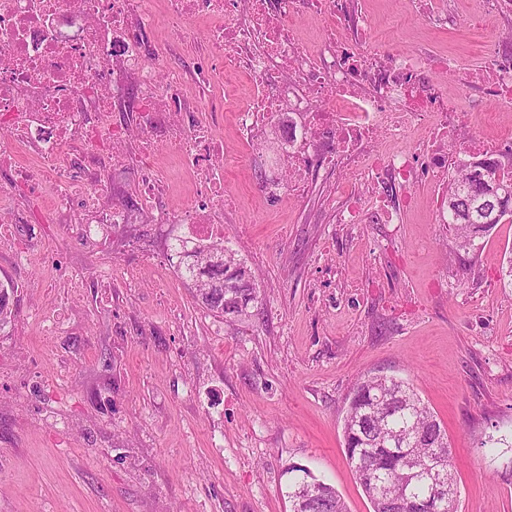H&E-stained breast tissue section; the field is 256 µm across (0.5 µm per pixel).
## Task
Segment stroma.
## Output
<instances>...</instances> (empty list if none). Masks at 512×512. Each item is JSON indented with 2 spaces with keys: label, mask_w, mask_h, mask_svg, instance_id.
<instances>
[{
  "label": "stroma",
  "mask_w": 512,
  "mask_h": 512,
  "mask_svg": "<svg viewBox=\"0 0 512 512\" xmlns=\"http://www.w3.org/2000/svg\"><path fill=\"white\" fill-rule=\"evenodd\" d=\"M380 45L481 65L512 15L478 27L474 0H441L434 15L410 0H364ZM225 113L224 190L216 223L258 288L248 316L203 308L166 261L174 225L134 210L98 227L95 259L79 227L55 224L49 201L21 192L8 210L36 262L0 246V281L15 314L0 330V512H290L287 470L335 486L350 512H372L349 466L343 418L367 375L409 382L448 432L458 512H512V288L501 281L512 223L470 252L432 221L433 187L390 189L401 224H340L344 193L362 181L322 182L295 200L264 186L282 175L287 115L242 144ZM164 205L196 193L166 146ZM70 273L95 264L101 287L49 285L41 257ZM67 311L64 333L40 321Z\"/></svg>",
  "instance_id": "35a3bbf8"
}]
</instances>
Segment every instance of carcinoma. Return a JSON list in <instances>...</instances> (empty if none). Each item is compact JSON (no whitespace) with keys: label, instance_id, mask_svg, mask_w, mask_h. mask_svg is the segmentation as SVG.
Listing matches in <instances>:
<instances>
[{"label":"carcinoma","instance_id":"carcinoma-1","mask_svg":"<svg viewBox=\"0 0 512 512\" xmlns=\"http://www.w3.org/2000/svg\"><path fill=\"white\" fill-rule=\"evenodd\" d=\"M500 162L485 159L462 161L458 179L448 183V227L454 245L495 225L512 223V204L497 206L494 197L512 192V175L497 174ZM181 275L194 286L204 307L223 317L247 315L257 301L258 289L241 262L222 244H182ZM419 467L429 458L451 455L448 434L437 416L409 383L393 377L372 376L354 390L344 418L343 438L348 463L370 500L373 512H395L392 503H411L431 496L429 480L410 477L403 466L401 440ZM291 512H348L336 489L305 468H288Z\"/></svg>","mask_w":512,"mask_h":512}]
</instances>
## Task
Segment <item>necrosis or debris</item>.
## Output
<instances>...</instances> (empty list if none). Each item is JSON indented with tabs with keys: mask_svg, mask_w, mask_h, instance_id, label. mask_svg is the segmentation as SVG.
Wrapping results in <instances>:
<instances>
[{
	"mask_svg": "<svg viewBox=\"0 0 512 512\" xmlns=\"http://www.w3.org/2000/svg\"><path fill=\"white\" fill-rule=\"evenodd\" d=\"M152 0H0V127L10 132L0 164L12 163L11 185H0V202L14 187L49 193L54 214L81 210L91 224L82 244L93 252V227L124 224L127 208L99 209L104 179L128 163L139 169L136 203L161 224L177 227L180 241L223 240L214 207L224 205V143L214 127L226 112L243 132L271 122L279 112L294 119L288 129L289 195L302 197L315 166L366 177L369 195L348 194L338 213L342 224H399L403 206L382 199L385 187L411 185L452 170L453 130L481 115L487 99L512 110V59L490 55L466 69L445 54L377 46L373 16L354 0H164L172 39L191 42L187 23L209 20L207 43L189 73H162L168 46L149 44L143 33L155 23ZM314 13L327 26L314 50L301 49L289 21ZM434 73L452 74L448 95ZM224 83V99L189 124L170 107L186 83ZM248 78L252 109L234 111L239 78ZM133 84L131 122L113 119L120 91ZM426 138L406 146L411 128ZM141 132L137 156L123 148L130 130ZM178 147L197 184L198 199L178 212L161 206L168 184L156 171L151 131ZM391 150L374 146L378 133Z\"/></svg>",
	"mask_w": 512,
	"mask_h": 512,
	"instance_id": "4bbe7bcc",
	"label": "necrosis or debris"
}]
</instances>
